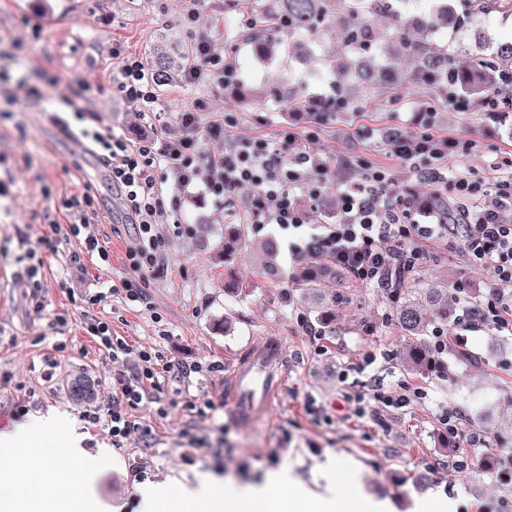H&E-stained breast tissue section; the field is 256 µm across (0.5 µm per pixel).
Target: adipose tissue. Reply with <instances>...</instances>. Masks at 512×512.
Instances as JSON below:
<instances>
[{
    "label": "adipose tissue",
    "instance_id": "obj_1",
    "mask_svg": "<svg viewBox=\"0 0 512 512\" xmlns=\"http://www.w3.org/2000/svg\"><path fill=\"white\" fill-rule=\"evenodd\" d=\"M53 430L70 459L60 468L46 448L38 420L0 433V512H98L88 488L101 467V456L88 454L82 438L65 418ZM322 492L299 484L283 469L260 485L203 476L192 485H144L137 512H391L389 502L361 490L356 471L328 461Z\"/></svg>",
    "mask_w": 512,
    "mask_h": 512
}]
</instances>
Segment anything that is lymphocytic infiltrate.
Instances as JSON below:
<instances>
[{
    "label": "lymphocytic infiltrate",
    "mask_w": 512,
    "mask_h": 512,
    "mask_svg": "<svg viewBox=\"0 0 512 512\" xmlns=\"http://www.w3.org/2000/svg\"><path fill=\"white\" fill-rule=\"evenodd\" d=\"M120 75V89L126 99L138 111H153L158 100L154 80L141 61L125 58ZM184 77L191 85L230 84L238 82L239 72L219 53L213 37L203 32L193 45L192 61ZM223 137V117H204L199 102L179 113L177 131L173 134L156 139L147 137L133 146L119 138L96 136L112 184L121 191L126 208L135 218V244L127 254L134 276L121 283L129 302H143L151 277L165 270L166 240L158 226L167 211L159 188V170L173 172L177 189L196 186L204 142ZM295 140V135L289 133L277 144L249 137L227 144L223 155L211 162L206 193L221 204L241 188L254 189L253 223L275 224L284 231L297 230V238L288 242L292 256L325 253L353 278L381 288H394L403 282L422 257L420 242L447 237L449 246L459 249L472 266L491 272L495 286L479 310L463 306L461 333L452 335L447 329H436L435 347L442 352L452 342L465 347L466 332L482 325L512 330V224L503 219L504 210L512 208V172L505 171L500 163H492L490 185L482 190L467 179H455L452 189L457 197L465 199V206L450 214L439 211L436 222L430 224L416 220L413 198L391 189L383 174H372L363 182L352 180L340 194L336 223L318 225L314 232L303 236L299 233L303 220L292 194L299 190L316 196L329 165L311 152L291 153ZM456 146V140L431 133L391 141L392 152L404 161L442 159ZM471 200L477 201V212L469 211L467 203ZM86 328L113 358L127 362L125 370L115 378V392L106 410H93L88 415L93 422L107 418L112 443L118 446L139 428L131 415L132 409L145 401L161 403V378L170 367L158 354L145 348L132 349L124 339L113 336L108 323L91 317ZM440 422L449 437L458 439L462 447L461 453L449 459V470L465 472L472 448L485 449L487 454L506 463L512 461V448L492 443L481 431L465 426L458 410L445 411Z\"/></svg>",
    "instance_id": "lymphocytic-infiltrate-1"
}]
</instances>
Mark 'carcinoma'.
Instances as JSON below:
<instances>
[{
	"instance_id": "obj_1",
	"label": "carcinoma",
	"mask_w": 512,
	"mask_h": 512,
	"mask_svg": "<svg viewBox=\"0 0 512 512\" xmlns=\"http://www.w3.org/2000/svg\"><path fill=\"white\" fill-rule=\"evenodd\" d=\"M236 6L248 9L256 17L259 29L254 44L256 57L268 62L280 53L283 41L278 34L288 37V57L304 63L321 61L326 75L334 77L338 92L329 102L318 104V110L327 115L349 112L357 107L358 99L343 82L353 71L360 80L374 86L395 82L399 75L391 65L371 66L379 54L388 61L405 58L415 63L412 80L428 87L448 89V76H457L455 92L467 100L491 96L500 101L503 91L512 88V42L499 43L489 61L472 59L464 64L446 53L439 54L426 42L428 34L436 28L455 26L451 0H428V14L420 19L421 36H415L405 19V12L392 0H233ZM492 11L512 15V0H468V15L477 17ZM343 17L342 43L346 60L336 62V55L315 58L309 54V41L322 40L331 33V24L337 16ZM186 53L174 42H168L158 51L153 67L161 80H170L184 68ZM268 263V272L276 269L280 256V243L269 235L261 242ZM247 250L246 228L243 224L224 225V236L214 246V257L231 270ZM339 270L329 257L318 254L311 265L296 269L289 281L302 296L314 299L321 284L336 279ZM390 297L393 313L401 328L413 337L401 356L406 370L425 374L442 362L441 354L426 337L433 329L448 321V289L426 284L419 288H392Z\"/></svg>"
}]
</instances>
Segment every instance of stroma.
<instances>
[{
    "mask_svg": "<svg viewBox=\"0 0 512 512\" xmlns=\"http://www.w3.org/2000/svg\"><path fill=\"white\" fill-rule=\"evenodd\" d=\"M189 5L0 0V431L48 414L74 420L85 450L106 459L93 492L119 512H136L130 501L142 485L169 477L192 483L205 473L259 484L268 473L288 468L319 491L329 458L356 467L365 493L389 501L396 512H411L428 493L468 506L496 501L502 490L484 465L483 449H473L472 469L449 474L448 436L439 416L457 409L472 428L482 416L512 419V333L482 327L469 333L466 348L449 345L443 372L419 375L398 362L408 338L381 289L350 275L323 285L326 298L336 302V320L329 325L319 323L316 308L298 291L268 279L255 251L235 267L251 295L225 294L224 267L212 250L225 224L247 225L255 241L275 227L252 224L251 189L219 206L201 190L178 191L170 179L163 182L170 221L159 227L167 272L147 285L144 303L131 305L117 287L130 273L127 253L135 229L123 221L126 210L110 175L83 180L97 166L95 154L56 145L53 112L64 110L72 128L86 125L138 142L152 123L120 91L121 62L113 58V46L144 62L166 35H177L188 47L199 31H208L237 67L239 81L188 86L178 79L157 86L160 123L174 125L178 113L196 101L223 114V142L204 146L213 155L242 136L273 141L282 130L297 131L302 145L337 164L320 198L298 201L311 226L335 222L348 177L380 171L417 199L438 195L424 175L433 166L452 177L486 180L493 160L512 158V117L481 120L476 100L469 111L451 110L436 89L406 81L370 91L358 111L324 123L295 119L281 107L277 90L293 86L306 96L329 97L333 84L284 54L270 64L257 60L253 27L224 0H205L192 22ZM507 41L512 17L495 12L428 38L434 50L461 60ZM428 127L458 139V151L414 164L393 157L390 130L412 135ZM87 195L92 204L84 203ZM73 224L89 225L109 262L87 253L83 237L69 233ZM421 250L405 287L463 281L472 299H485L488 271L469 266L444 239L422 243ZM30 265L37 267L36 276L21 277ZM104 290L108 298L90 305L91 295ZM89 314L129 345L156 351L172 365L165 414L155 404H140L133 417L141 428L118 448L106 421L94 424L86 416L106 408L112 376L122 368L87 334ZM311 323L317 334L308 332ZM271 340L281 349L282 383L266 412L241 424L228 376L239 358ZM368 355L373 364H365ZM374 379L388 389L418 388L422 395L399 410L369 402L362 418H352L351 396ZM202 445L210 454H197Z\"/></svg>",
    "mask_w": 512,
    "mask_h": 512,
    "instance_id": "1",
    "label": "stroma"
}]
</instances>
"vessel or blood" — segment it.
Instances as JSON below:
<instances>
[{
    "label": "vessel or blood",
    "instance_id": "vessel-or-blood-1",
    "mask_svg": "<svg viewBox=\"0 0 512 512\" xmlns=\"http://www.w3.org/2000/svg\"><path fill=\"white\" fill-rule=\"evenodd\" d=\"M235 394L234 411L244 422L252 421L273 395L277 382L270 373L267 353L254 354L248 362L237 364L230 377Z\"/></svg>",
    "mask_w": 512,
    "mask_h": 512
}]
</instances>
